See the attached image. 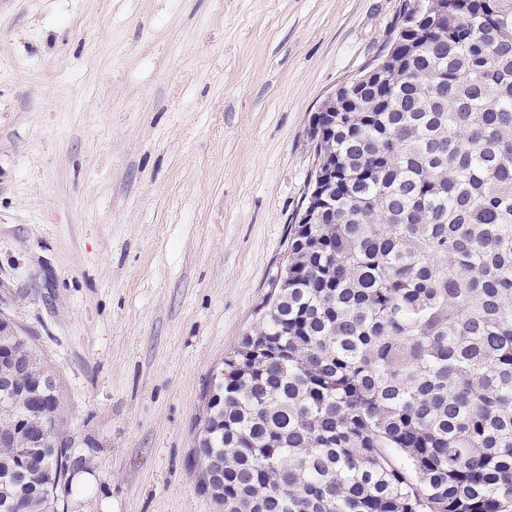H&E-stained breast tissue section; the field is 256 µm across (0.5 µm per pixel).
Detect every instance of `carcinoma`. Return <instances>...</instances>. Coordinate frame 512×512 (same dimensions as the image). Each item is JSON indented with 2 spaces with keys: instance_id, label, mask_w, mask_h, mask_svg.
I'll list each match as a JSON object with an SVG mask.
<instances>
[{
  "instance_id": "1",
  "label": "carcinoma",
  "mask_w": 512,
  "mask_h": 512,
  "mask_svg": "<svg viewBox=\"0 0 512 512\" xmlns=\"http://www.w3.org/2000/svg\"><path fill=\"white\" fill-rule=\"evenodd\" d=\"M400 27L394 66L315 118L327 195L206 388L194 466L224 512H512V0ZM30 413L0 390L29 454L0 448V512H59L69 483Z\"/></svg>"
}]
</instances>
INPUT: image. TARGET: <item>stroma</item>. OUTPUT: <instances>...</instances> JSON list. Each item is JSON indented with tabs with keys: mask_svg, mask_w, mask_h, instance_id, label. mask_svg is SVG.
<instances>
[{
	"mask_svg": "<svg viewBox=\"0 0 512 512\" xmlns=\"http://www.w3.org/2000/svg\"><path fill=\"white\" fill-rule=\"evenodd\" d=\"M405 0H0V315L60 385L65 512H219L203 392L254 324L311 119Z\"/></svg>",
	"mask_w": 512,
	"mask_h": 512,
	"instance_id": "1",
	"label": "stroma"
}]
</instances>
